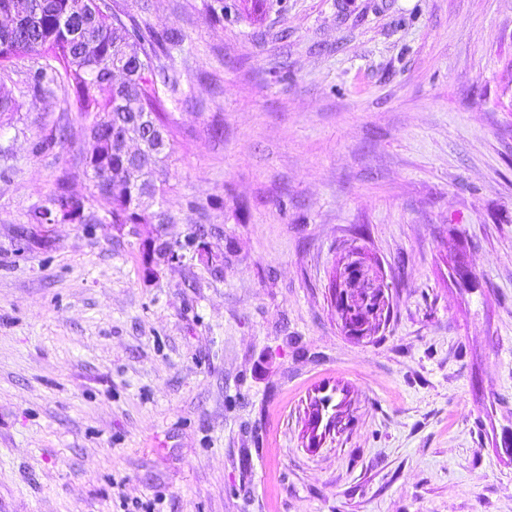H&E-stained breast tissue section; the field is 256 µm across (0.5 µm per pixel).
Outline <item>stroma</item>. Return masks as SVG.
Listing matches in <instances>:
<instances>
[{
    "label": "stroma",
    "instance_id": "35a3bbf8",
    "mask_svg": "<svg viewBox=\"0 0 512 512\" xmlns=\"http://www.w3.org/2000/svg\"><path fill=\"white\" fill-rule=\"evenodd\" d=\"M116 2L184 36L173 221L29 223L88 122L0 128V512H512V0ZM204 219L212 265L159 261ZM341 269L340 288L343 289H338L335 295L336 311L343 315L342 323L350 335L365 336L369 327L381 320L388 309L382 267L367 263L357 254H350ZM359 292L362 293L360 297ZM356 301L360 305L357 317L353 315ZM347 310L351 313L345 312Z\"/></svg>",
    "mask_w": 512,
    "mask_h": 512
}]
</instances>
